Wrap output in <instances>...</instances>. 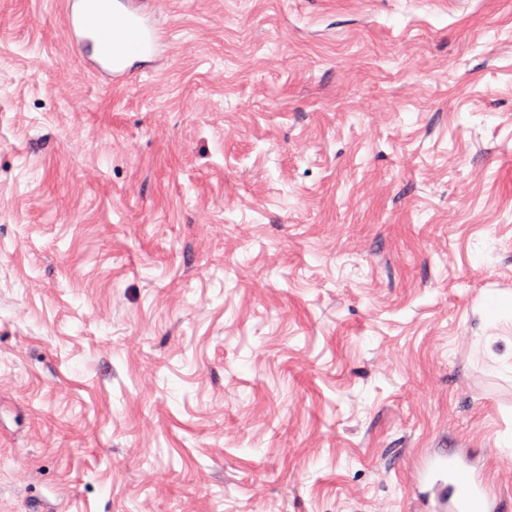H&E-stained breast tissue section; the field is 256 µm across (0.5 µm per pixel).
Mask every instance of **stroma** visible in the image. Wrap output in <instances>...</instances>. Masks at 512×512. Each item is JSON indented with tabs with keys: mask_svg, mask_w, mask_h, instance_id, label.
Wrapping results in <instances>:
<instances>
[{
	"mask_svg": "<svg viewBox=\"0 0 512 512\" xmlns=\"http://www.w3.org/2000/svg\"><path fill=\"white\" fill-rule=\"evenodd\" d=\"M154 8L0 0V512H512V0ZM151 0H66L64 21L85 66L112 85L142 72L171 43ZM430 478L437 492V511L435 512H494L497 504L484 501L479 488L467 476L463 465L450 461L447 456L434 460L430 468Z\"/></svg>",
	"mask_w": 512,
	"mask_h": 512,
	"instance_id": "35a3bbf8",
	"label": "stroma"
}]
</instances>
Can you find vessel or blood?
<instances>
[{"label": "vessel or blood", "mask_w": 512, "mask_h": 512, "mask_svg": "<svg viewBox=\"0 0 512 512\" xmlns=\"http://www.w3.org/2000/svg\"><path fill=\"white\" fill-rule=\"evenodd\" d=\"M65 29L89 70L122 84L144 70L170 42L154 18L152 0H65ZM437 512H496L463 465L440 456L430 468Z\"/></svg>", "instance_id": "1"}]
</instances>
